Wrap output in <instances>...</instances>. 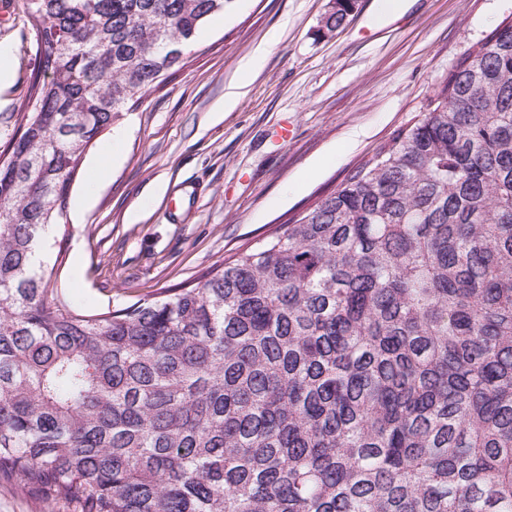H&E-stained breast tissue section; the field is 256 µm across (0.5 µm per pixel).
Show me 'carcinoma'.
I'll return each mask as SVG.
<instances>
[{
  "label": "carcinoma",
  "instance_id": "carcinoma-1",
  "mask_svg": "<svg viewBox=\"0 0 512 512\" xmlns=\"http://www.w3.org/2000/svg\"><path fill=\"white\" fill-rule=\"evenodd\" d=\"M227 0H27L0 164V481L41 512H512V20L334 193L186 288L32 268L84 155ZM355 0H333L328 32Z\"/></svg>",
  "mask_w": 512,
  "mask_h": 512
}]
</instances>
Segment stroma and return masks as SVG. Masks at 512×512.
I'll return each instance as SVG.
<instances>
[{
	"label": "stroma",
	"instance_id": "obj_1",
	"mask_svg": "<svg viewBox=\"0 0 512 512\" xmlns=\"http://www.w3.org/2000/svg\"><path fill=\"white\" fill-rule=\"evenodd\" d=\"M328 0H229L166 85L122 126L121 157L103 182L80 168L55 237L72 306L121 308L195 281L258 245L340 188L395 130L412 123L468 52L512 16V0H404L399 14L356 0L345 27L321 37ZM0 151L14 134L40 48L25 0H0ZM263 68L238 107L217 113L247 58ZM291 126L293 135L279 141ZM91 193L84 207L77 200Z\"/></svg>",
	"mask_w": 512,
	"mask_h": 512
}]
</instances>
